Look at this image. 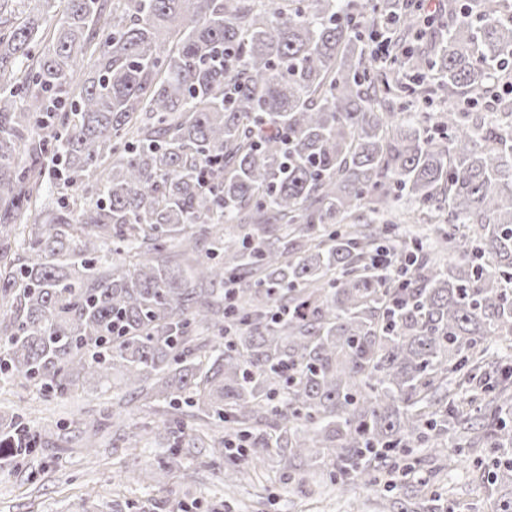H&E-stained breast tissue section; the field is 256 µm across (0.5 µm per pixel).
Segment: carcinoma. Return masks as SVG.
I'll list each match as a JSON object with an SVG mask.
<instances>
[{
	"label": "carcinoma",
	"instance_id": "obj_1",
	"mask_svg": "<svg viewBox=\"0 0 512 512\" xmlns=\"http://www.w3.org/2000/svg\"><path fill=\"white\" fill-rule=\"evenodd\" d=\"M448 12L0 0V376L136 387L185 478L196 410L231 492L272 454L285 484L442 512L396 473L464 444L512 512V12ZM39 440L0 426L13 459Z\"/></svg>",
	"mask_w": 512,
	"mask_h": 512
}]
</instances>
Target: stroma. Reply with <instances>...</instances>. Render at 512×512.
Listing matches in <instances>:
<instances>
[{
  "instance_id": "1",
  "label": "stroma",
  "mask_w": 512,
  "mask_h": 512,
  "mask_svg": "<svg viewBox=\"0 0 512 512\" xmlns=\"http://www.w3.org/2000/svg\"><path fill=\"white\" fill-rule=\"evenodd\" d=\"M136 392L117 386L102 393L77 388L71 399L50 397L40 387L0 383V415L21 412L40 435L36 453L23 462L0 461V512H375L381 491L357 488L340 496L323 483L316 491L279 481L270 468L256 470L236 492L224 487V463L209 443L184 445L183 462L194 473L184 480L162 465L165 445L134 442L151 419L137 410ZM119 410L122 431L88 444L78 408ZM452 490L450 512H493L489 485L473 467L452 463L435 478Z\"/></svg>"
}]
</instances>
